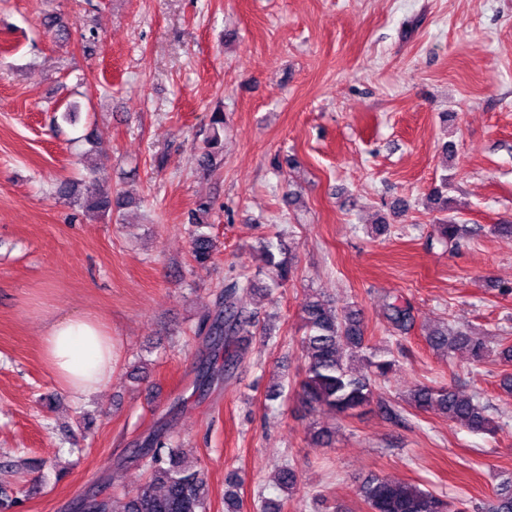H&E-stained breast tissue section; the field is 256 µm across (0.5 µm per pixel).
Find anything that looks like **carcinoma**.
<instances>
[{"label": "carcinoma", "instance_id": "obj_1", "mask_svg": "<svg viewBox=\"0 0 512 512\" xmlns=\"http://www.w3.org/2000/svg\"><path fill=\"white\" fill-rule=\"evenodd\" d=\"M225 116L217 109L209 117L204 150L199 167L209 171L221 162L224 149ZM85 193L75 200L90 217L121 215L135 201L123 193H112L98 184L95 169L86 165ZM213 203L209 199L196 201L189 212L192 224L191 256L194 262L206 264L216 249L208 224ZM438 242L456 249L468 234L464 224L444 218L434 225ZM266 270L271 284L266 294L288 284L294 274V264L287 249L271 241L262 243ZM251 292V281L235 280L217 295L214 309L203 315L197 325V335L206 337L215 346L242 344L254 336L256 313L239 304V295ZM385 318L391 332L405 334L414 325L412 308L407 303L384 304ZM302 330L299 342L306 359L304 376L299 381L298 396L302 403L336 415L354 416L374 398L376 386L397 370L390 351L369 344L364 334L360 310L351 305L336 307L317 294L303 299ZM428 344L451 356L457 350L467 351L470 359L480 363L491 356L493 349L483 336L462 329L438 328L427 335ZM405 400L418 409L434 408L449 420L473 433L495 431L485 406L476 396H462L451 387L418 386ZM129 457L144 478L123 495V501L87 494L75 505L76 512H209L210 499L207 477L201 469L186 462L187 454L172 447L169 435L156 429L145 438ZM298 483L296 472L284 464L278 472L280 488L293 490ZM237 483L228 481L224 492L226 512H239L241 498ZM359 495L368 512H469L452 508L450 502L428 488L406 484L385 476L375 475L359 486ZM482 512H512V474L502 473L491 498Z\"/></svg>", "mask_w": 512, "mask_h": 512}]
</instances>
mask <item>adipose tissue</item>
<instances>
[{"mask_svg": "<svg viewBox=\"0 0 512 512\" xmlns=\"http://www.w3.org/2000/svg\"><path fill=\"white\" fill-rule=\"evenodd\" d=\"M42 345L57 379L73 396L97 392L112 376V336L97 317L65 315L50 320Z\"/></svg>", "mask_w": 512, "mask_h": 512, "instance_id": "adipose-tissue-1", "label": "adipose tissue"}]
</instances>
